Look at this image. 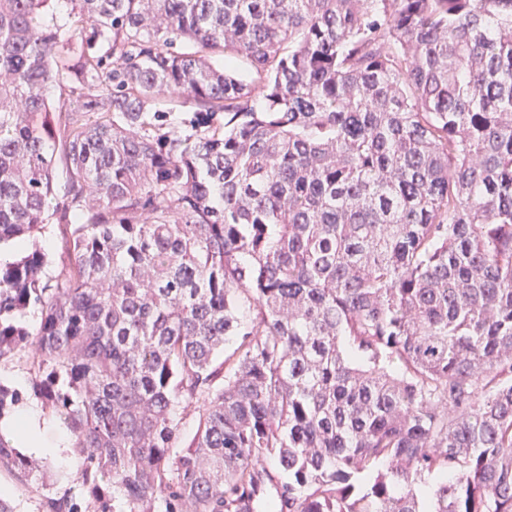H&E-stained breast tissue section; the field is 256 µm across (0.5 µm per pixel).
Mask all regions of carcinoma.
<instances>
[{
	"label": "carcinoma",
	"instance_id": "1",
	"mask_svg": "<svg viewBox=\"0 0 512 512\" xmlns=\"http://www.w3.org/2000/svg\"><path fill=\"white\" fill-rule=\"evenodd\" d=\"M49 2L0 0V245L69 254L0 262L83 458L41 512H512V0ZM35 241L47 256L48 266L45 268L46 273H52L63 258H67L65 244L57 226L55 224H47L44 230L36 233L34 240L25 239L22 245L14 243L2 247L0 251L2 261L9 262L20 258L31 249L32 243Z\"/></svg>",
	"mask_w": 512,
	"mask_h": 512
}]
</instances>
